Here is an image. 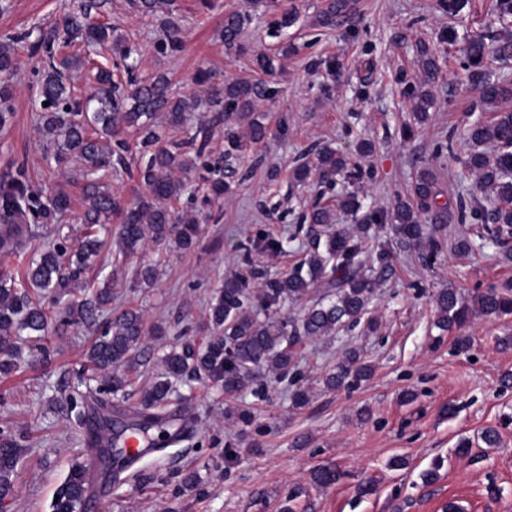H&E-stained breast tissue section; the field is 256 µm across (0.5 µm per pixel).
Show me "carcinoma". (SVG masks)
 I'll use <instances>...</instances> for the list:
<instances>
[{
  "label": "carcinoma",
  "instance_id": "cac0c4a2",
  "mask_svg": "<svg viewBox=\"0 0 512 512\" xmlns=\"http://www.w3.org/2000/svg\"><path fill=\"white\" fill-rule=\"evenodd\" d=\"M106 3L107 0H89L78 11L65 16L54 34L39 38L44 70L39 87L43 127L59 141L57 162L65 165L74 159L81 166L87 205L80 220L88 230L70 250L60 243L38 254L22 280L0 279L1 374H8L17 366V339L21 332L38 338L53 323L54 318L33 295L39 290L82 283L85 270L103 246L95 226L110 224L112 218H118L119 252L125 256L139 253L149 243L160 246L172 242L183 249L193 247L199 220L178 214L175 203L184 190V178L197 168L203 147L190 152L188 148L194 146V139L169 140L167 131L187 130L191 113L203 108L221 113L226 122L247 125L252 142L266 136V127L255 117L259 104L267 98L266 85L260 82H226L210 88L204 98H185L172 92L168 78L163 75L140 80L131 76L128 85L121 88L113 81L112 73L101 68L96 86L89 94L75 97L70 74L88 66L89 56L75 53L55 62L59 38L66 44L87 49L111 44L128 71L136 68L138 49L126 42H114L112 26L96 25L89 20L91 10ZM139 8L149 15L162 14L167 44L181 42L182 26L172 13L169 0H140ZM351 12V0H322L315 25L334 27L348 20ZM245 21V16L238 12L224 17L225 50L238 49ZM464 55L468 68L489 55L509 58L512 40H501L489 33L474 35L466 41ZM418 66L425 81L435 79L437 63L424 46L418 51ZM17 68L14 48L1 42L0 73L10 74ZM471 79L484 110L493 116L484 122L475 121L465 129L470 150L458 161L478 173L481 186L490 190V195L482 199L460 196L454 202L441 203L442 190L435 171L423 168L415 176L410 197L398 200L388 214L376 210L363 216L353 233L332 224L330 207L314 205L304 215L310 231L316 233L306 257L283 274L258 273L245 267L227 278L224 288L210 303L209 325L214 335L204 344L184 338L172 345L162 358L160 375L140 392L142 410L136 419L112 429V434L116 436L128 427L146 431L177 420L178 413L170 407L181 405L184 397L177 393L176 380L209 381L220 386L224 396L233 398L271 373L294 386L295 404L308 402V390L298 385L294 345L303 337L332 336L360 324L369 315L376 288L393 270L388 249L377 254L376 268L368 269L363 259L366 240L377 221L384 223L389 239L404 250L419 253L429 264L442 252L441 235L447 233L450 224H479L482 242L506 245L509 239L503 235V228L512 227V111L502 110V104L512 99V84L477 73ZM132 127L141 137V161L136 173L144 193L132 206L123 207L112 195L106 179L110 156H116V163L123 168L127 163L121 152L106 150L101 135L115 138ZM488 144L495 147V153H486L484 147ZM314 157L313 164L305 163L294 169L296 181L305 183L313 173L321 181L343 172L351 179L359 175V167L351 163L350 157L329 145L315 148ZM203 169L210 174L207 181L211 193L217 198L223 196L228 189L224 174L206 165ZM69 208V194L61 188L45 199L32 192L26 166L21 164L8 187L0 190V232L17 237L22 228L28 227L29 220L35 224H61ZM255 279L259 284L254 292L250 282ZM320 284L332 292L312 304L300 320L280 316L286 300L302 299ZM111 299V289L101 288L89 298L67 303L56 319L64 326L94 325L102 307ZM435 303V327L446 332L476 313L494 317L512 314V295L493 286L478 292L470 302L461 300L455 291L442 288L435 295ZM367 328L375 330V322L367 320ZM144 331L142 315L127 308L112 318L90 345L86 367L100 376L103 393H125L130 385L129 372L138 364ZM371 374L372 366L357 350L350 349L325 375L323 384L333 391L349 390L367 381ZM26 452L27 448L15 436L0 433V499L13 494V477ZM340 478V471L331 465L319 466L311 473V482L316 487L332 486ZM86 481L87 468L82 464L74 466L57 493L52 512H83Z\"/></svg>",
  "mask_w": 512,
  "mask_h": 512
}]
</instances>
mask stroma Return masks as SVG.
I'll return each instance as SVG.
<instances>
[{
	"label": "stroma",
	"instance_id": "obj_1",
	"mask_svg": "<svg viewBox=\"0 0 512 512\" xmlns=\"http://www.w3.org/2000/svg\"><path fill=\"white\" fill-rule=\"evenodd\" d=\"M79 0H8L0 11V39L10 36L21 68L10 81L11 123L0 129V184L8 183L18 162H25L36 191L64 186L71 197V218L64 226L34 224L14 252L0 253V272L23 276L29 260L56 241L59 232L77 245L84 234L78 216L85 209L83 180L77 168L60 172L52 156L54 140L40 120V98L31 49ZM497 0H464L458 15L441 11L438 0H353L349 22L316 26L321 0H173L184 37L176 49H158V18L142 15L135 0H110L92 12L94 22L140 50V76L164 74L182 95H205L194 83L208 69L227 81L262 80L269 96L259 107L268 135L225 156L220 114L196 115L207 137L208 159L221 160L233 190L218 203H205V185L191 178L178 209L202 215L199 242L189 251L148 246L123 263V282L99 324L51 331L40 343L52 362L42 365L33 340L23 337L16 369L0 374V430L25 437L27 454L14 477L7 512H51V503L71 467L92 456L85 434L68 412V396L91 342L104 322L123 309H140L147 326L164 335H146L145 358L132 374L134 395L113 402V415L138 411L139 389L160 371V359L178 336L206 342V314L227 276L243 265L264 272H286L301 261L313 235L296 231L314 202L335 204L355 192L365 204L391 210L408 196L416 172L433 167L448 200L480 194L477 174L458 163L467 152L464 128L489 120L481 108L470 73L461 64L467 37L488 30L512 33L500 24ZM249 17L241 50L224 49L220 32L225 13ZM295 13L279 28L283 12ZM435 56L439 71L429 90L430 117L418 122L421 93L417 66L420 47ZM275 59V70L259 74L256 55ZM455 132L452 153H436L437 143ZM367 142L372 150L359 155ZM331 144L355 158L357 180L337 177L324 185L293 179L298 163L310 161L314 144ZM474 224H452L448 242L434 265L417 252L394 250L392 277L381 284L370 306L379 329L364 326L335 337L302 339L296 346L301 384L310 400L294 407L287 382L266 377L263 397L247 392L225 398L220 388L196 382L183 388L194 416L191 439L161 452H149L117 475L95 480L85 512H281L291 487H302L297 512H512V316H476L462 328H435L434 297L442 288L462 299L492 285L512 282V260L501 248L455 250L458 238H475ZM288 239L284 252L260 248L244 253L258 234ZM156 267L152 285L133 286L137 266ZM360 350L373 366L358 388L331 391L324 376L346 349ZM251 410L255 421L239 436L225 411ZM499 432L497 446L482 440L485 429ZM469 454H459L460 442ZM404 467L395 468L394 459ZM332 463L342 473L334 486L312 485L318 465ZM193 471L194 490L181 485ZM434 473L432 484L423 476ZM372 480L376 494L360 496L358 486Z\"/></svg>",
	"mask_w": 512,
	"mask_h": 512
}]
</instances>
